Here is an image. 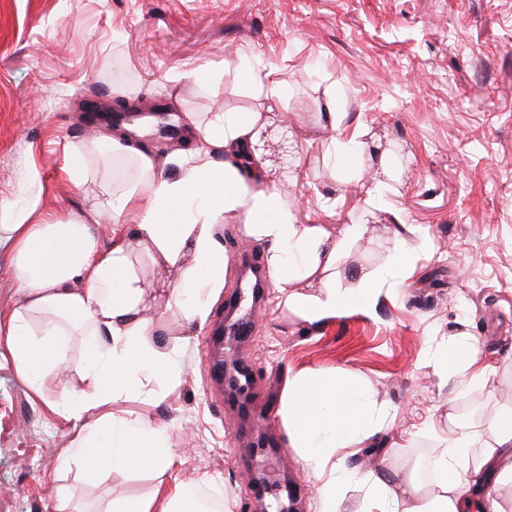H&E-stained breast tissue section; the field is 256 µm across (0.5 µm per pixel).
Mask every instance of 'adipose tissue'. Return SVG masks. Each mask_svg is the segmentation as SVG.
<instances>
[{
  "label": "adipose tissue",
  "mask_w": 512,
  "mask_h": 512,
  "mask_svg": "<svg viewBox=\"0 0 512 512\" xmlns=\"http://www.w3.org/2000/svg\"><path fill=\"white\" fill-rule=\"evenodd\" d=\"M201 140L190 157L179 159L180 172L169 176L165 162L120 134L96 138L91 148L111 156L120 151L137 165L132 187L116 185L120 205L114 223L130 224L132 235L116 236L100 250L87 220L32 222V208L19 210L0 226V248H9L13 283L23 302L0 328L13 358L25 373L46 377L72 361L65 341L71 331L86 338L80 366L82 387L76 415L98 407L108 397L141 393L151 380L180 376L179 349L155 347L154 312L175 311L188 323H205L209 300L224 287L226 262L214 232L219 225L243 222L252 241L266 245V263L284 304L307 323H317L351 305L336 286V266L351 241L364 238L372 221L386 213L383 205L368 212L367 222L349 224L332 238L311 224H298L278 183L267 176L262 159L267 125L260 113L227 112L208 121L190 120ZM226 162L216 167L213 154ZM159 260L163 274L146 277L133 266V253ZM318 278L313 293L293 290L296 280ZM42 318L35 329L33 318ZM109 344H101L99 335ZM477 342L464 336L454 347L438 345L432 354L441 372H454L470 383L483 380L488 368L479 362ZM385 414L383 404L355 378L319 372L289 377L279 415L292 447L302 449L307 466L321 481L324 512H336L345 484L336 454L357 447L373 435ZM488 439L449 429L434 457L435 493L418 498L410 512H464L470 490L482 491L481 512H505L495 492L512 486V408L499 411L488 425ZM103 448V466L115 470L136 464L165 472L172 459L159 429L133 420L96 422L70 454ZM108 512H199L195 501L179 491L164 510L155 500L119 494Z\"/></svg>",
  "instance_id": "1"
}]
</instances>
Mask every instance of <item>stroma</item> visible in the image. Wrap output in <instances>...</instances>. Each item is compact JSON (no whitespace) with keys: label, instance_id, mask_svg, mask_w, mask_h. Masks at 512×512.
Wrapping results in <instances>:
<instances>
[{"label":"stroma","instance_id":"1","mask_svg":"<svg viewBox=\"0 0 512 512\" xmlns=\"http://www.w3.org/2000/svg\"><path fill=\"white\" fill-rule=\"evenodd\" d=\"M269 67L285 81L272 102L242 79ZM194 69L207 70L203 82L185 79ZM83 99L145 111L165 102L205 119L263 113L264 157L296 223L334 236L368 208V158L331 163L337 131H360L391 157L382 199L393 211L336 269L341 289L375 286L368 302L310 324L270 287L251 339L225 338L226 363L253 372L247 399L272 408L266 422L210 377L211 333L245 282L238 258L265 257L242 224L216 228L226 281L205 324L156 317L160 340L181 341L180 377L95 412L160 429L173 459L161 476L71 458L87 423L58 395L80 388L76 368L32 382L0 337V512H106L120 493L162 506L179 483L222 495L221 512H277L290 493L299 512H321L320 482L278 415L289 376L309 370L353 375L388 411L382 430L342 457L356 481L338 512H365L368 475L393 484L409 512L434 489L420 465L449 420L484 435L512 407V0H0V224L32 202L38 222L87 216L123 179L122 158L91 153L65 178L70 155L108 129L81 122ZM330 99L336 131L323 119ZM398 234L414 249L404 275L391 269ZM460 335L493 365L485 382L462 384L433 364L436 343Z\"/></svg>","mask_w":512,"mask_h":512}]
</instances>
